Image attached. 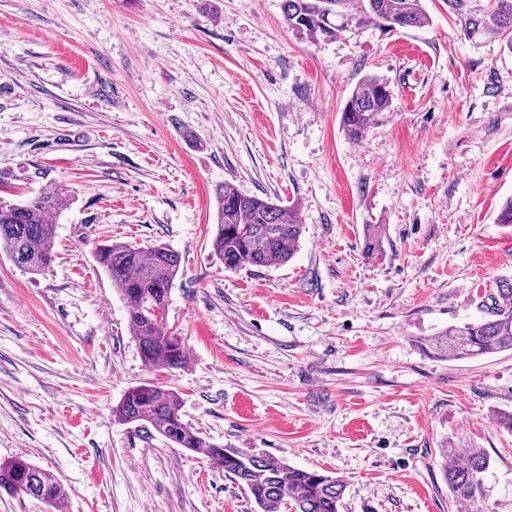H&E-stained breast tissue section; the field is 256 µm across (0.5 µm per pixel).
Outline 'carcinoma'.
Listing matches in <instances>:
<instances>
[{"instance_id": "obj_1", "label": "carcinoma", "mask_w": 512, "mask_h": 512, "mask_svg": "<svg viewBox=\"0 0 512 512\" xmlns=\"http://www.w3.org/2000/svg\"><path fill=\"white\" fill-rule=\"evenodd\" d=\"M424 0H282L288 29L311 41H331L368 24L390 31L429 23ZM464 38L477 43L494 36L512 53V0H445ZM387 82L375 75L359 81L348 96L341 124L349 139L358 141L391 110ZM216 224L211 238L214 256L224 268L262 267L288 262L304 227L294 204L242 192L224 182L215 188ZM70 202L69 190L58 186L23 200L0 198V250L30 275H39L54 260L52 218ZM96 261L112 287L127 304L128 323L144 364L153 370L179 369L187 362L186 345L169 334L165 311L180 270L179 253L164 244L140 247L105 242ZM418 347L442 359H468L512 351V281L497 288L490 318L453 325L417 340ZM181 399L161 382L134 386L113 407L124 424L152 427L190 454L208 457L241 485L255 505L254 512H341L346 484L316 469L295 468L271 455L223 448L183 422ZM440 469L455 503L484 512L485 474L490 456L481 448L462 453L446 444L439 448ZM12 494L39 499L61 508L66 491L60 480L23 456L0 460V487Z\"/></svg>"}]
</instances>
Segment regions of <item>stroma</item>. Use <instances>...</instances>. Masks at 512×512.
I'll list each match as a JSON object with an SVG mask.
<instances>
[{
	"label": "stroma",
	"mask_w": 512,
	"mask_h": 512,
	"mask_svg": "<svg viewBox=\"0 0 512 512\" xmlns=\"http://www.w3.org/2000/svg\"><path fill=\"white\" fill-rule=\"evenodd\" d=\"M420 28L335 41L281 0H0V196L66 186L38 276L0 252V459L64 485L63 512H252L217 462L112 408L146 381L213 443L325 470L343 512H466L442 444L481 448L485 512H512V352L439 359L417 338L486 316L512 280V53L460 37L444 0ZM368 73L392 108L357 141L341 111ZM296 203L284 264L211 253L216 184ZM380 227L366 253L364 227ZM181 256L166 309L188 348L148 369L94 259L105 240Z\"/></svg>",
	"instance_id": "1"
}]
</instances>
